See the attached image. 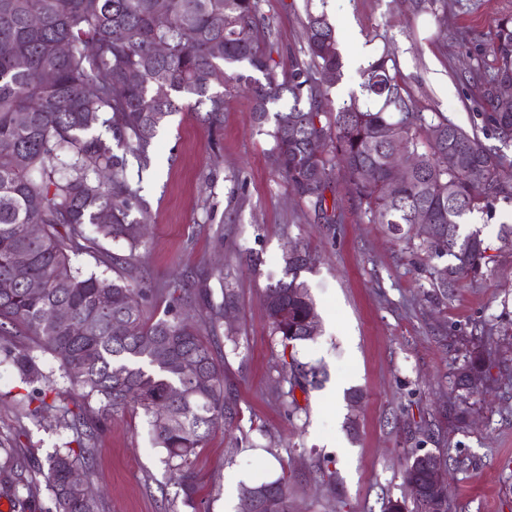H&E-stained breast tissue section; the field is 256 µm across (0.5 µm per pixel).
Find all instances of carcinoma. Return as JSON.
I'll return each instance as SVG.
<instances>
[{"label":"carcinoma","mask_w":512,"mask_h":512,"mask_svg":"<svg viewBox=\"0 0 512 512\" xmlns=\"http://www.w3.org/2000/svg\"><path fill=\"white\" fill-rule=\"evenodd\" d=\"M263 0H0V339L10 327L54 355L70 385L99 404L97 414L76 413L61 400L54 380L29 350H8L25 384H36L33 410L57 412L58 423L77 436L45 460L44 478L51 512H101L100 500L69 480L88 463L91 441L104 420L129 409L150 417L156 447L176 495L196 512L199 491L195 462L210 435L239 415L237 399L224 383V360L204 335L219 336L231 289L219 304L207 301L200 326L185 317L182 302L190 289H168L166 315L144 321L150 289L124 275L127 258H112L116 276L85 273L70 252L91 228L104 239H123L135 250L141 225L128 221L140 208L138 190L128 180V157L138 169L150 165V147L160 126L184 108L208 128L224 123V92L245 88L252 95L258 132L269 137L278 174L324 221L326 190L341 175L351 197L365 206L369 220L384 224L404 248L453 262L431 267L432 287L448 289L477 275L488 244L480 229L462 233L474 213L495 214L512 206V103L504 106L496 87L512 81V17L502 19L480 58L484 68L479 98L481 131L468 132L437 113L428 119L393 73L397 64L382 55L363 71L365 106L351 99L333 108L319 82L325 71L343 67L336 29L325 12H307L305 58H274L273 28ZM168 24L155 25L159 10ZM158 40L168 54L153 53ZM68 45L65 54L57 52ZM492 58L485 66L486 58ZM53 74L46 83L43 75ZM95 91H90V87ZM103 127L122 149L118 154L95 130ZM489 136L501 146L483 141ZM456 163L445 167L441 154ZM402 165L414 158L397 189L391 188L389 159ZM31 224L41 234L28 233ZM314 258L295 248L285 257V275L265 290L271 335L283 349L307 340L308 321H319L301 272ZM484 356H466L457 385L483 373ZM318 370L290 357L281 381L282 403L290 419L304 407L296 391L307 392ZM52 402H47V399ZM404 480L427 485L424 467L409 456ZM264 495L267 512H288L290 490L280 477L253 486ZM3 490L23 508L33 499L31 482L12 480ZM383 512H448V502L423 492L406 502L389 499Z\"/></svg>","instance_id":"1"}]
</instances>
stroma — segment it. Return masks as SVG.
I'll list each match as a JSON object with an SVG mask.
<instances>
[{
  "label": "stroma",
  "mask_w": 512,
  "mask_h": 512,
  "mask_svg": "<svg viewBox=\"0 0 512 512\" xmlns=\"http://www.w3.org/2000/svg\"><path fill=\"white\" fill-rule=\"evenodd\" d=\"M309 7L325 10L336 28L344 68L328 89L334 105L359 94L365 60L386 54L419 111L480 127L479 76L466 70L463 52L479 53L499 20L512 16V0H264L281 59L302 55ZM256 127L243 92L225 95L215 131L190 109L171 115L153 140L143 207L130 214L146 227L145 246L133 251L91 232L71 255L87 272L98 260L131 256L134 279L151 290L149 323L167 308L174 280L209 286L215 303L222 288L234 292L216 352L239 419L199 451L197 512H226L224 474L232 470L285 478L289 512H382L387 499L411 500L402 472L417 449L444 454L449 512H512V247L500 238L512 207L490 219L471 216L487 259L447 301L430 286L427 255L403 250L372 223L341 178L326 191L339 221H321L276 175L271 142ZM296 246L316 258L301 278L319 314L316 335L297 343L296 356L328 377L309 391L306 414L291 420L277 384L282 347L263 295L283 278V258ZM475 351L486 359L485 390L464 402L455 383ZM340 381L345 393L334 406L328 393ZM29 391L0 353V442L16 448L24 476L35 479L32 512H47L51 495L38 468L73 434L57 427L55 410L29 415ZM353 391L359 402H351ZM94 448L84 476L104 512H186L142 411L108 420Z\"/></svg>",
  "instance_id": "stroma-1"
}]
</instances>
